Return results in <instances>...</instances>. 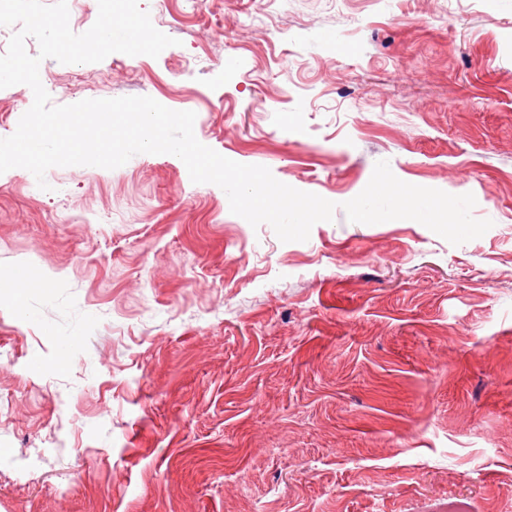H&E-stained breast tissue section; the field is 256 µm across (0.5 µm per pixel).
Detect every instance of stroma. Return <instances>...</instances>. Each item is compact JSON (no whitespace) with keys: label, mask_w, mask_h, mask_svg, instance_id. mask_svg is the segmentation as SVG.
<instances>
[{"label":"stroma","mask_w":512,"mask_h":512,"mask_svg":"<svg viewBox=\"0 0 512 512\" xmlns=\"http://www.w3.org/2000/svg\"><path fill=\"white\" fill-rule=\"evenodd\" d=\"M202 2L142 0L133 79L43 60L52 104L195 112L334 219L281 242L171 154L0 174V512H512V0ZM381 160L492 227L348 221Z\"/></svg>","instance_id":"obj_1"}]
</instances>
